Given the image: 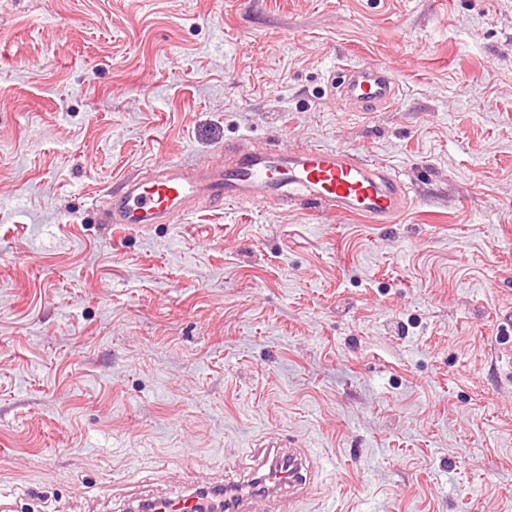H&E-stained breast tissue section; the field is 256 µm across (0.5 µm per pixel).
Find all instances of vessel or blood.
<instances>
[{"instance_id":"b4317fda","label":"vessel or blood","mask_w":512,"mask_h":512,"mask_svg":"<svg viewBox=\"0 0 512 512\" xmlns=\"http://www.w3.org/2000/svg\"><path fill=\"white\" fill-rule=\"evenodd\" d=\"M341 97L366 112L391 104L399 91L395 75L380 64L347 69ZM276 199L309 209L358 214L374 224L395 222L410 204L397 177L387 168L345 149L224 146V160L200 166L158 161L153 173L125 180L111 195L107 223L169 224L200 205H242ZM241 471L223 482L195 484L183 492L150 500L151 512H201L204 499L220 502L222 512H252L256 500L267 512H290L301 492L318 480L319 460L310 449L268 443L249 449Z\"/></svg>"}]
</instances>
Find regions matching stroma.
Returning a JSON list of instances; mask_svg holds the SVG:
<instances>
[{
	"label": "stroma",
	"mask_w": 512,
	"mask_h": 512,
	"mask_svg": "<svg viewBox=\"0 0 512 512\" xmlns=\"http://www.w3.org/2000/svg\"><path fill=\"white\" fill-rule=\"evenodd\" d=\"M376 63L394 104L332 94ZM244 138L412 205L104 222ZM508 313L512 0H0V503L118 512L279 435L322 458L297 512H512Z\"/></svg>",
	"instance_id": "1"
}]
</instances>
